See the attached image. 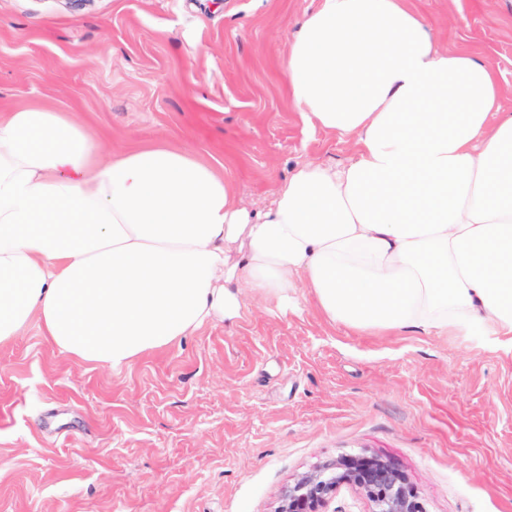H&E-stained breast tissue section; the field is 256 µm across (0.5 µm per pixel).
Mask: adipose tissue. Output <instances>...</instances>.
<instances>
[{
    "instance_id": "ef3b65f1",
    "label": "adipose tissue",
    "mask_w": 512,
    "mask_h": 512,
    "mask_svg": "<svg viewBox=\"0 0 512 512\" xmlns=\"http://www.w3.org/2000/svg\"><path fill=\"white\" fill-rule=\"evenodd\" d=\"M282 73L305 130L350 138L254 213L225 172L156 143L103 154L70 113L0 115V344L39 320L119 369L212 318L234 285L328 321L512 350V113L473 51H444L412 0H320ZM245 238L227 266L225 246Z\"/></svg>"
}]
</instances>
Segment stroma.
<instances>
[{"mask_svg":"<svg viewBox=\"0 0 512 512\" xmlns=\"http://www.w3.org/2000/svg\"><path fill=\"white\" fill-rule=\"evenodd\" d=\"M319 0H0V113L70 112L104 153L168 141L272 203L353 140L307 134L281 75ZM440 49L479 50L512 113V0H416ZM239 286L131 366L60 352L39 321L0 345V512H276L344 456L391 462L426 512H512V354L466 336L358 332L306 289Z\"/></svg>","mask_w":512,"mask_h":512,"instance_id":"35a3bbf8","label":"stroma"}]
</instances>
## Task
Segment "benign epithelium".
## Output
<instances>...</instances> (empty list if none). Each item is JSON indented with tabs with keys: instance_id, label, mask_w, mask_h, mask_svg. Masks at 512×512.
Wrapping results in <instances>:
<instances>
[{
	"instance_id": "1",
	"label": "benign epithelium",
	"mask_w": 512,
	"mask_h": 512,
	"mask_svg": "<svg viewBox=\"0 0 512 512\" xmlns=\"http://www.w3.org/2000/svg\"><path fill=\"white\" fill-rule=\"evenodd\" d=\"M343 485L360 490L370 512H425L414 489L389 462L349 456L298 478L283 494L278 512H319Z\"/></svg>"
}]
</instances>
